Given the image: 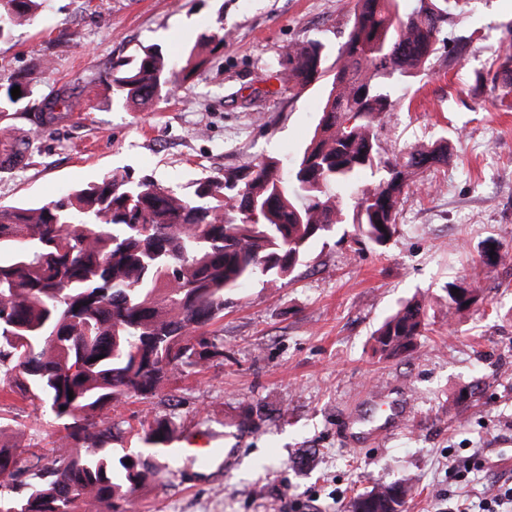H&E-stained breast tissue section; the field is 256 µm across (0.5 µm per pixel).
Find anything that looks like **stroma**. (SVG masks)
Instances as JSON below:
<instances>
[{
	"instance_id": "obj_1",
	"label": "stroma",
	"mask_w": 512,
	"mask_h": 512,
	"mask_svg": "<svg viewBox=\"0 0 512 512\" xmlns=\"http://www.w3.org/2000/svg\"><path fill=\"white\" fill-rule=\"evenodd\" d=\"M355 0H44L0 41V75L46 67L44 96L66 81L83 92L70 118L34 140L26 167L0 173V205L35 206L114 169L153 175L175 192L270 157L298 158L330 88L293 95L275 78L288 45L318 40L334 66ZM224 46L186 83L137 111L115 106L104 73L143 48L177 63L216 20ZM512 0H466L453 28L460 59L395 87L401 105L380 131L389 153L447 139L452 159L403 196L385 247L355 243L339 224L277 287L255 280L224 297L210 328L223 357L176 374L155 396L130 399L106 421L164 418L170 440L133 512H345L373 482L413 478L405 512H448L512 475V267L486 270L484 301L448 312V282L469 278L490 243L512 252V110L495 108L492 70L511 41ZM427 305L428 330L409 354L382 358L371 336L401 303ZM473 391L455 405L459 390ZM37 452L64 436L20 395L0 404ZM226 449L201 470L186 437ZM470 460L464 479L450 461Z\"/></svg>"
}]
</instances>
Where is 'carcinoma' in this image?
Listing matches in <instances>:
<instances>
[{
  "label": "carcinoma",
  "instance_id": "obj_1",
  "mask_svg": "<svg viewBox=\"0 0 512 512\" xmlns=\"http://www.w3.org/2000/svg\"><path fill=\"white\" fill-rule=\"evenodd\" d=\"M460 2L362 0L314 135L292 162L271 157L204 177L187 195L147 174L110 171L58 201L0 205V393L44 404L66 431L50 456L29 444H0V512H98L102 504L129 512L151 455L115 454L126 429L101 420L103 412L153 395L175 372L222 355L208 327L223 317L224 295L254 279L276 286L333 226L350 223L377 246L391 239L405 188L420 172L448 164L451 153L439 144L391 156L378 129L399 105L392 86L431 69L449 47L446 32ZM41 6L0 0V39ZM222 46L220 22L179 69L151 47L131 66L112 63L106 79L113 102L131 110L165 97L188 80L197 58ZM325 57L320 41L291 45L277 80L299 94L324 80ZM496 64L491 84L506 95L512 53ZM40 79L34 71L0 83V115H31L38 132L67 118L79 85L65 83L31 105ZM59 101L64 111H45L44 104ZM377 171L384 177L361 190L357 209L346 213L343 198L364 173ZM502 258L498 252L475 266L470 302L453 296L462 284L448 283V311L460 314L479 302L484 266ZM427 326L424 305L407 301L374 333L377 351L402 355ZM169 436L168 423L156 420L142 427L140 439L156 451ZM411 490L409 480L376 482L348 512H403Z\"/></svg>",
  "mask_w": 512,
  "mask_h": 512
}]
</instances>
